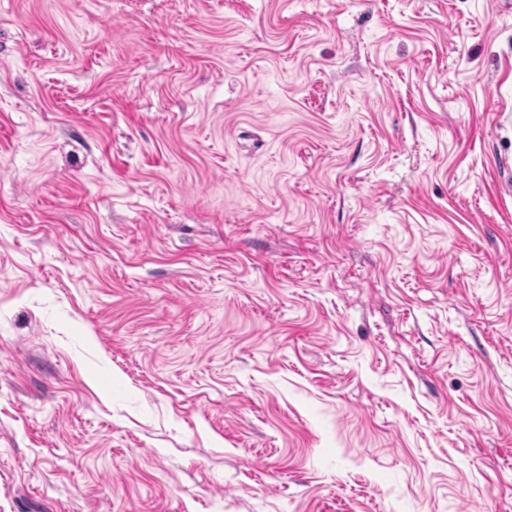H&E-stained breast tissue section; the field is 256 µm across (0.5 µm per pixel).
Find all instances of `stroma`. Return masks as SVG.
Wrapping results in <instances>:
<instances>
[{
  "instance_id": "35a3bbf8",
  "label": "stroma",
  "mask_w": 512,
  "mask_h": 512,
  "mask_svg": "<svg viewBox=\"0 0 512 512\" xmlns=\"http://www.w3.org/2000/svg\"><path fill=\"white\" fill-rule=\"evenodd\" d=\"M0 512H512V0H0Z\"/></svg>"
}]
</instances>
